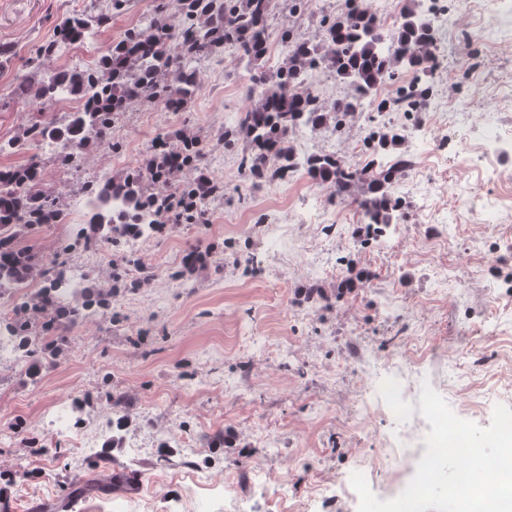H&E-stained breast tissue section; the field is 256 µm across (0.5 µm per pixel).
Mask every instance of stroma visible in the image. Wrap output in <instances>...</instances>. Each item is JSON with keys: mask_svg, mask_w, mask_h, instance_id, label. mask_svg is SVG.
<instances>
[{"mask_svg": "<svg viewBox=\"0 0 512 512\" xmlns=\"http://www.w3.org/2000/svg\"><path fill=\"white\" fill-rule=\"evenodd\" d=\"M160 4L178 23V0H123L92 38L41 59L42 72L105 54L145 29ZM101 8L100 0H0V143L37 112L14 93L37 48L67 17ZM498 12V0H452L449 8L459 27L479 32L496 28ZM249 77L228 50L199 67L188 111L137 104L116 119L112 137L134 165L158 134L200 135L224 197L210 204L208 224L146 234L106 260L70 254L91 284H104L118 264L142 285L117 292L113 318L73 329L41 367L28 357L0 361L6 512H39L45 503L53 512H236L240 502L245 512H357L351 474L363 473L379 500L396 498L416 468L394 475L382 460L408 435L420 440L431 429L423 416L386 406L388 382L406 376L415 407L430 384L457 416L482 427L496 405L512 407V153L498 156L485 179L477 141L431 115L414 151L418 166L399 192V219L383 236L365 240L344 202L328 222L297 224L309 182L241 184L237 154L219 140L227 119L246 107L238 89ZM462 92L474 102L473 125L493 113L512 126L511 36L488 52L479 75L465 77ZM349 129L350 138L334 141L309 130L294 144L350 160L353 140L370 130L367 114ZM35 153L44 162L40 190L67 215L27 238L44 256L86 220L84 185L117 169L111 150L96 144L68 168L34 143L0 154V167L24 165ZM267 221L287 225V237L268 238ZM192 252L205 255L204 266L172 279ZM312 283L322 300L304 299ZM75 401L85 436L114 424L95 453L57 430ZM122 469L134 473V491L71 497L75 484ZM284 482L293 491L285 501L277 492Z\"/></svg>", "mask_w": 512, "mask_h": 512, "instance_id": "1", "label": "stroma"}]
</instances>
